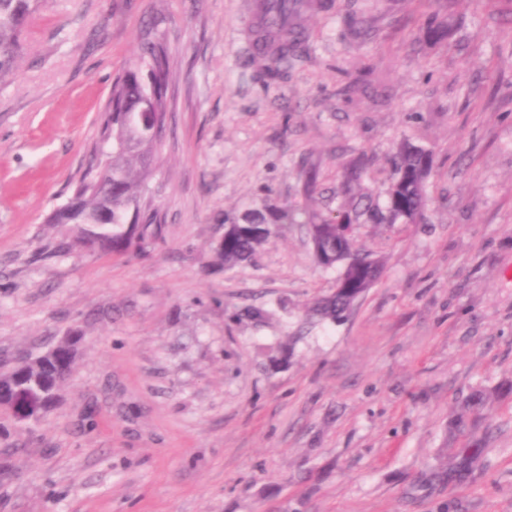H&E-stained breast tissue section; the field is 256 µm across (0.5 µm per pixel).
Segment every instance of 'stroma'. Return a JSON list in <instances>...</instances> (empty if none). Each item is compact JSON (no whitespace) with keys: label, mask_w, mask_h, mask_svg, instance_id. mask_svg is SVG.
Returning <instances> with one entry per match:
<instances>
[{"label":"stroma","mask_w":512,"mask_h":512,"mask_svg":"<svg viewBox=\"0 0 512 512\" xmlns=\"http://www.w3.org/2000/svg\"><path fill=\"white\" fill-rule=\"evenodd\" d=\"M246 3L49 0L24 35L0 87V364L83 340L37 426L0 414V512H512V0H329L270 88ZM148 33L171 65L164 239L68 249L46 218ZM403 139L433 152L424 220L355 225L385 272L343 321L306 319L336 273L304 225L214 266L225 214L335 210L361 154L382 196Z\"/></svg>","instance_id":"stroma-1"}]
</instances>
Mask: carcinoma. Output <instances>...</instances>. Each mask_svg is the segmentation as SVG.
Masks as SVG:
<instances>
[{
    "label": "carcinoma",
    "mask_w": 512,
    "mask_h": 512,
    "mask_svg": "<svg viewBox=\"0 0 512 512\" xmlns=\"http://www.w3.org/2000/svg\"><path fill=\"white\" fill-rule=\"evenodd\" d=\"M48 0H0V85L16 74L24 53L23 36L27 24L47 5ZM278 23L256 30L258 39L273 47L271 63L259 65L260 73L270 81L279 79L288 64V55L297 44L302 25L288 18L299 15L302 0H274ZM430 41L442 43L448 38V24L438 15H428L425 22ZM170 77L167 53L158 41L144 38L138 47L135 63L112 87V97L99 118V147L112 144V181L101 175L96 164L78 181L69 202L48 216L50 224H74L76 230L69 248L125 256L143 250L161 240L164 225L156 223V211L146 196L148 180L155 170V151L166 131L168 102L166 90ZM427 150L406 143L398 145L394 169L386 191L384 206L371 195L362 194L350 205H341L336 214L323 215L307 208L283 202L265 201L235 217L224 216L226 224H260L262 231L227 230L219 241L217 264L231 269L250 260L273 231L290 224L306 225L309 238L319 251L336 255L341 248L345 225L357 224L363 217L376 224H416L427 205L426 180L431 169L423 167ZM366 171V161L359 157L341 172L340 189L352 192ZM354 263L346 268L340 263L323 265L346 275V287L319 298L313 312L333 322L341 321L358 293L369 289L383 271V262L370 254L353 250ZM75 345L58 344L45 352L28 355L21 362L0 372L3 397L12 398L17 387L15 372L27 373V400L31 405L29 422L35 424L53 407L46 399L43 383L48 367L55 364L73 366Z\"/></svg>",
    "instance_id": "obj_1"
}]
</instances>
